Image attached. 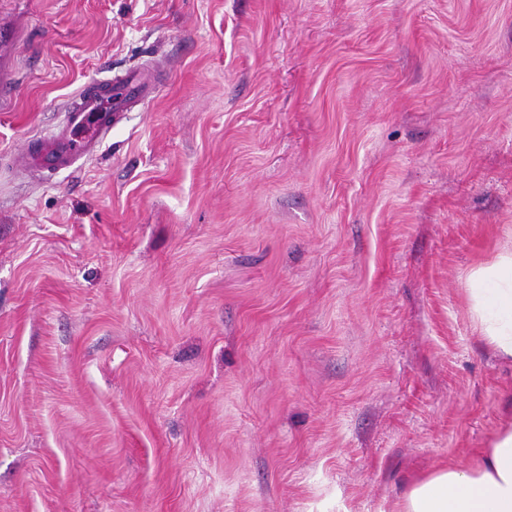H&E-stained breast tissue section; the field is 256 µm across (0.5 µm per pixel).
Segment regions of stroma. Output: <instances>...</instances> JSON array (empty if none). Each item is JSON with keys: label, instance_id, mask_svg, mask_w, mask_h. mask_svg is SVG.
I'll use <instances>...</instances> for the list:
<instances>
[{"label": "stroma", "instance_id": "1", "mask_svg": "<svg viewBox=\"0 0 512 512\" xmlns=\"http://www.w3.org/2000/svg\"><path fill=\"white\" fill-rule=\"evenodd\" d=\"M0 512H395L512 420V0H0ZM157 68L96 155L5 157ZM467 312L477 340L512 362V233L489 261L466 275Z\"/></svg>", "mask_w": 512, "mask_h": 512}]
</instances>
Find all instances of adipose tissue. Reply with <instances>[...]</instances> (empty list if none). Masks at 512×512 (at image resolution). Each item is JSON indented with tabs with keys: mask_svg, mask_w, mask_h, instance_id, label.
I'll use <instances>...</instances> for the list:
<instances>
[{
	"mask_svg": "<svg viewBox=\"0 0 512 512\" xmlns=\"http://www.w3.org/2000/svg\"><path fill=\"white\" fill-rule=\"evenodd\" d=\"M467 312L477 340L512 362V236L466 275ZM398 512H512V423L469 461L438 467L403 491Z\"/></svg>",
	"mask_w": 512,
	"mask_h": 512,
	"instance_id": "adipose-tissue-1",
	"label": "adipose tissue"
}]
</instances>
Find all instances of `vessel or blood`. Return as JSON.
Instances as JSON below:
<instances>
[{
    "mask_svg": "<svg viewBox=\"0 0 512 512\" xmlns=\"http://www.w3.org/2000/svg\"><path fill=\"white\" fill-rule=\"evenodd\" d=\"M149 92L147 79L128 73L84 83L65 106V120L51 136L27 140L11 160L33 176L78 169L113 125Z\"/></svg>",
    "mask_w": 512,
    "mask_h": 512,
    "instance_id": "b4317fda",
    "label": "vessel or blood"
}]
</instances>
